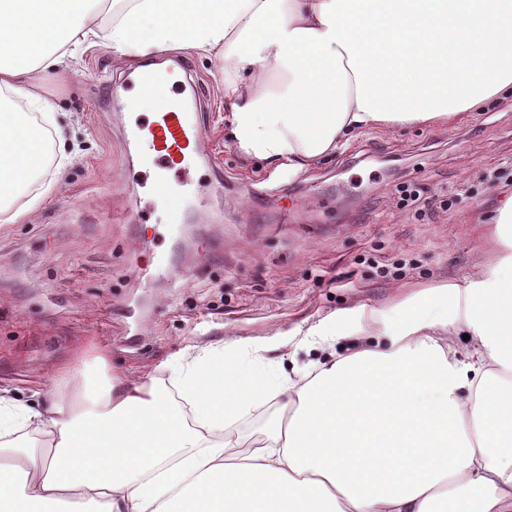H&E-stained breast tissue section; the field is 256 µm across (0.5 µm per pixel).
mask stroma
<instances>
[{"label": "stroma", "mask_w": 512, "mask_h": 512, "mask_svg": "<svg viewBox=\"0 0 512 512\" xmlns=\"http://www.w3.org/2000/svg\"><path fill=\"white\" fill-rule=\"evenodd\" d=\"M178 56L207 130L197 176L216 187L187 211L181 235L152 202V173L124 149L125 130L149 116L122 108L133 86L112 89L127 64L93 48L43 78L40 93L78 154L63 174L45 169L30 185L53 191L28 219L0 223L1 384L51 389L93 342L111 364L152 371L162 386L185 346H261L279 332L293 339L272 358L302 374L323 356L305 342L307 326L362 305L390 315L400 287L474 276L477 227L464 218L494 204L493 173L512 171V95L456 126L356 135L316 168L293 171L244 162L224 131L223 71L196 51ZM406 180L430 212L401 206L396 186ZM293 209L299 222L279 223ZM396 261L403 277L381 278Z\"/></svg>", "instance_id": "35a3bbf8"}]
</instances>
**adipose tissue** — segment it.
Here are the masks:
<instances>
[{
	"instance_id": "adipose-tissue-1",
	"label": "adipose tissue",
	"mask_w": 512,
	"mask_h": 512,
	"mask_svg": "<svg viewBox=\"0 0 512 512\" xmlns=\"http://www.w3.org/2000/svg\"><path fill=\"white\" fill-rule=\"evenodd\" d=\"M95 45L219 60L242 158L296 170L352 134L450 126L512 93V0H0L1 224L37 210L19 190L47 157L73 158L40 75ZM472 221L492 224L475 250L493 260L402 301L401 322L357 308L364 344L315 374L219 342L167 365L186 414L101 355L95 377L61 370L63 391L0 387V512H512V194ZM273 399L266 441L232 454L227 427ZM23 428L47 456L7 443Z\"/></svg>"
}]
</instances>
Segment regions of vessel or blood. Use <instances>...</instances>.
<instances>
[{
	"label": "vessel or blood",
	"instance_id": "obj_1",
	"mask_svg": "<svg viewBox=\"0 0 512 512\" xmlns=\"http://www.w3.org/2000/svg\"><path fill=\"white\" fill-rule=\"evenodd\" d=\"M172 69H147L134 78L137 99L127 100L129 110L149 109L153 119L134 124L126 134L125 150L153 167L154 193L167 210L171 225H179L202 185L195 175L200 167V146L206 130L191 110L188 97H175Z\"/></svg>",
	"mask_w": 512,
	"mask_h": 512
}]
</instances>
